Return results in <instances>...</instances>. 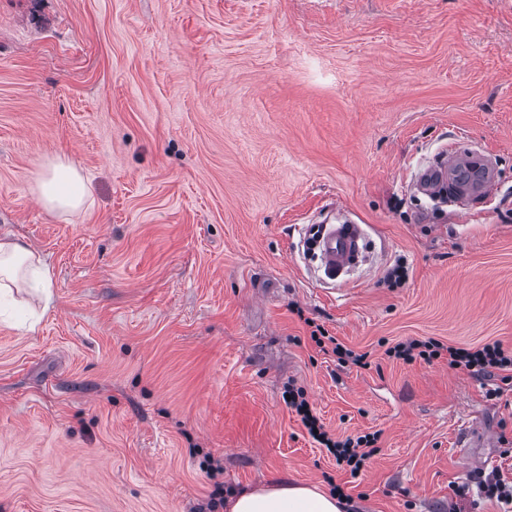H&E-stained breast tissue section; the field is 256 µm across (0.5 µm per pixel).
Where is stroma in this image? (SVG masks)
Instances as JSON below:
<instances>
[{
    "instance_id": "1",
    "label": "stroma",
    "mask_w": 512,
    "mask_h": 512,
    "mask_svg": "<svg viewBox=\"0 0 512 512\" xmlns=\"http://www.w3.org/2000/svg\"><path fill=\"white\" fill-rule=\"evenodd\" d=\"M487 151L492 197L441 209L411 184L448 139ZM86 210L31 191L47 158ZM362 225L367 262L322 280L314 224ZM38 251L54 302L0 300V512H197L277 480L358 512H448L498 463L486 399L408 339L512 349V0H0V236ZM404 259L409 276L384 272ZM323 326L370 355L339 366ZM336 438L337 467L283 394ZM221 469L207 475L208 460ZM32 191L51 213L72 214L92 201L91 187L78 166L63 156L47 159ZM287 397H290V400H287ZM284 399L288 408L294 410L300 417L312 439L334 456L338 467H349L350 472L355 474L379 451L376 446L379 438L377 433H367L356 438L348 437L344 440L333 438L325 430L320 419L313 414L303 388H288V395ZM314 430H317V433H314Z\"/></svg>"
}]
</instances>
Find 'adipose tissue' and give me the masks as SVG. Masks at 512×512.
Listing matches in <instances>:
<instances>
[{"instance_id": "adipose-tissue-1", "label": "adipose tissue", "mask_w": 512, "mask_h": 512, "mask_svg": "<svg viewBox=\"0 0 512 512\" xmlns=\"http://www.w3.org/2000/svg\"><path fill=\"white\" fill-rule=\"evenodd\" d=\"M34 193L43 207L60 215L87 208L91 187L78 166L63 156L47 159L38 174ZM27 288L43 305L52 302V273L42 258L17 239H0V292ZM230 512H341L330 492L303 485L274 483L234 500Z\"/></svg>"}]
</instances>
